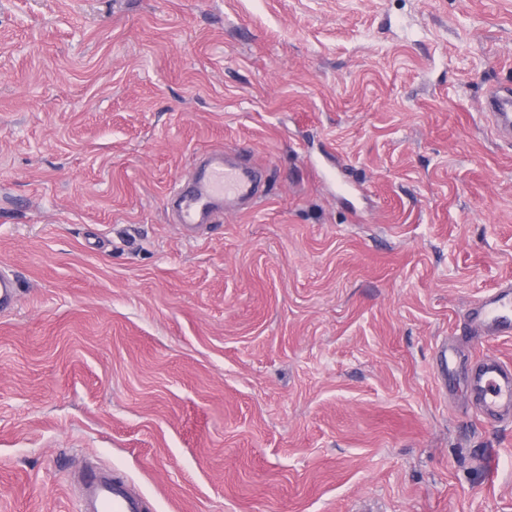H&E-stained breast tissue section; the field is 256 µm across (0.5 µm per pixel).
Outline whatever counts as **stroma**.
<instances>
[{
  "label": "stroma",
  "mask_w": 512,
  "mask_h": 512,
  "mask_svg": "<svg viewBox=\"0 0 512 512\" xmlns=\"http://www.w3.org/2000/svg\"><path fill=\"white\" fill-rule=\"evenodd\" d=\"M512 0H0V512H512ZM242 147L250 208H167ZM320 159L362 184L339 195ZM454 364L442 374L440 355ZM486 110L494 118L499 133L505 137L511 138L510 112H512V91H492L486 99ZM471 321L478 322L485 334H496L503 329L512 327V282L494 288L475 307L471 314ZM471 387L488 418H501L512 412V368L496 362H483L470 379ZM82 512H147V501L112 474L89 467L79 485Z\"/></svg>",
  "instance_id": "1"
}]
</instances>
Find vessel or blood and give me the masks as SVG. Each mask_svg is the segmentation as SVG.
I'll use <instances>...</instances> for the list:
<instances>
[{"mask_svg": "<svg viewBox=\"0 0 512 512\" xmlns=\"http://www.w3.org/2000/svg\"><path fill=\"white\" fill-rule=\"evenodd\" d=\"M486 109L494 118L501 135H512V91H493L486 99ZM261 180L249 165L209 154L197 179L187 188L175 190L177 218L182 224H196L201 218L216 216L218 206L226 200L254 201L260 196ZM470 317L485 334H495L512 327V282L493 289L475 307ZM480 400L483 413L501 418L512 413V366L483 362L470 379ZM82 512H147V501L129 490L111 474L87 468L79 485Z\"/></svg>", "mask_w": 512, "mask_h": 512, "instance_id": "vessel-or-blood-1", "label": "vessel or blood"}]
</instances>
